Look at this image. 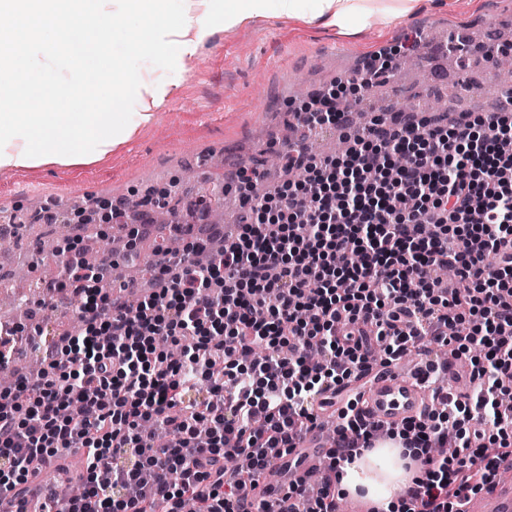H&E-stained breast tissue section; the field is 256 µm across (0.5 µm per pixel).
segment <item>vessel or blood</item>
<instances>
[{
	"label": "vessel or blood",
	"mask_w": 512,
	"mask_h": 512,
	"mask_svg": "<svg viewBox=\"0 0 512 512\" xmlns=\"http://www.w3.org/2000/svg\"><path fill=\"white\" fill-rule=\"evenodd\" d=\"M367 413L385 425H394L417 416L428 405V393L414 379L389 366H373L365 390ZM328 445L321 429L305 434L298 446L302 463L290 468L286 459L275 458L274 468L282 483L307 479L310 471L320 467ZM478 512H512V484H497L479 499Z\"/></svg>",
	"instance_id": "obj_1"
}]
</instances>
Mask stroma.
<instances>
[{"label":"stroma","mask_w":512,"mask_h":512,"mask_svg":"<svg viewBox=\"0 0 512 512\" xmlns=\"http://www.w3.org/2000/svg\"><path fill=\"white\" fill-rule=\"evenodd\" d=\"M507 21L512 23V0H423L409 18L371 22L350 35L274 17L216 33L184 72L142 66L144 75L168 77L177 90L156 121L138 128L125 146L80 169H0V210L28 213L49 201L63 215L78 200L125 202L169 189L188 171L197 180L184 185L181 199H199L211 181L245 166L267 167L283 145L280 129L293 123L292 111L303 103L299 86L317 93L370 57L413 39L424 81L398 72L367 92L365 101L380 110L392 100L428 98L449 67L444 46L451 34L494 47L503 43Z\"/></svg>","instance_id":"obj_1"}]
</instances>
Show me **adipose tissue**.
<instances>
[{
  "label": "adipose tissue",
  "instance_id": "obj_1",
  "mask_svg": "<svg viewBox=\"0 0 512 512\" xmlns=\"http://www.w3.org/2000/svg\"><path fill=\"white\" fill-rule=\"evenodd\" d=\"M191 27L187 41L201 48L221 31L263 17L301 19L348 33L371 20L391 22L408 17L420 0H189ZM401 438L377 441L375 448L344 463L340 487L350 496L388 508L397 490L408 483Z\"/></svg>",
  "mask_w": 512,
  "mask_h": 512
}]
</instances>
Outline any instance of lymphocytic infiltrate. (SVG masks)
<instances>
[{"label":"lymphocytic infiltrate","instance_id":"lymphocytic-infiltrate-1","mask_svg":"<svg viewBox=\"0 0 512 512\" xmlns=\"http://www.w3.org/2000/svg\"><path fill=\"white\" fill-rule=\"evenodd\" d=\"M384 52L297 110L309 135L348 127V148L282 154L301 172L259 194V170L235 185L243 216L218 266L159 247L131 295L112 291V256L66 263L57 287L81 299L77 333L52 336L38 376L0 389V495H25L39 463L84 449L81 496L63 512H247L261 474L316 426L309 400L433 346L469 356L468 394L438 387L447 364L417 376L430 405L397 429L421 471L401 512H464L512 470V97L448 122L415 109L347 126L344 86L388 80ZM404 154L408 165L394 168ZM450 266L469 285L440 280ZM362 393L344 403L318 488L298 482L275 512H338L339 466L380 427ZM245 458L247 469L224 460Z\"/></svg>","mask_w":512,"mask_h":512}]
</instances>
